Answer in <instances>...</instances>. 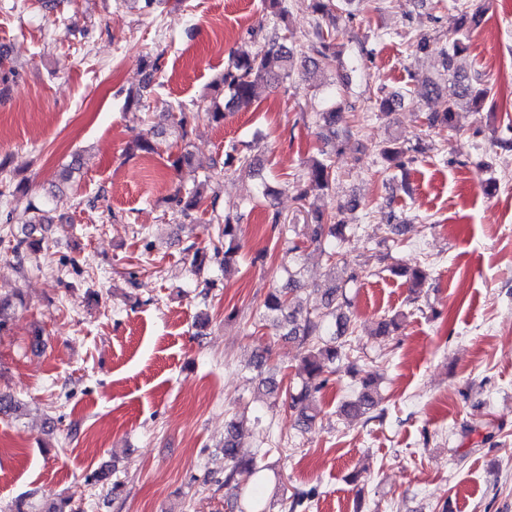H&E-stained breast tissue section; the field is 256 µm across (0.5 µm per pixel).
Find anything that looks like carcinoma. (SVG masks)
<instances>
[{"label": "carcinoma", "mask_w": 512, "mask_h": 512, "mask_svg": "<svg viewBox=\"0 0 512 512\" xmlns=\"http://www.w3.org/2000/svg\"><path fill=\"white\" fill-rule=\"evenodd\" d=\"M352 0H310L309 8L315 17L314 25L302 43L287 46L280 42L265 43L253 53L231 55L224 65V72L215 81L216 91L223 94V99L211 98L203 108L208 121L215 124L224 123L227 112L247 107L251 104L256 88L262 84L274 85L289 80L297 68L322 70L345 69L343 51L338 45L339 31L336 26V11L345 12L351 18L348 9ZM264 8L269 11L274 22L288 25L286 0H263ZM483 22V11L469 0H456L453 14L449 17L448 40L444 43L442 54L445 74L439 80L425 84L426 94L448 95V107L444 112H431L425 117V124L430 129L441 131L455 130L460 127L461 113L479 112L491 99L493 87L485 83L477 72H470L459 64V59L469 49V39ZM411 92L409 87L391 92L378 91L371 99L372 109L389 115L396 111L404 96ZM190 114L179 108L167 114V120L186 137V127ZM314 123L323 140L333 144L336 153L347 152L361 154L364 147L357 138L346 114L344 102H333L322 111L314 113ZM423 152L422 143L406 146L396 137H390L376 149L381 170L385 174L403 172L406 166ZM241 167L251 165L246 158L239 156L236 145L231 144L224 150V161L215 162L210 170L203 174L202 180L190 189L177 190L172 197V204L186 219H194L203 191L218 183L234 164ZM7 161H0V196L9 197L26 191L24 184H13L6 173ZM336 181V170L331 157L312 158L306 161L304 173L296 182L297 197L305 200L317 192L328 195ZM342 204L331 210L317 208L307 212L309 227L307 242L320 249L325 255L329 270L334 272L344 262L343 245L351 235L356 233L357 225L343 224L336 218V212ZM33 216L27 222L25 236L16 240L13 252L17 258V269L24 271V260L40 251L41 240L36 232L44 224L52 223L42 207L33 205ZM211 223L215 224L209 244L200 248L194 244L184 248L193 271L204 276V286H209V274L216 264L229 267L233 257L240 249L238 217L231 212L221 213L212 208ZM397 273L409 276V288L413 299H418L428 279V273L421 267L411 270L399 269ZM301 271L289 274L288 287L272 289L265 301L266 313L274 316L273 326L285 330V335L299 341L303 348L299 374L303 376L300 387L288 390V407L296 412L298 425L306 428L315 419L313 401L327 382V375L338 372L345 367L351 371L355 362L349 360L346 341L343 337L354 333L351 317L343 308L350 306V300L343 289L332 285L325 289L322 311L312 313L292 306V295L300 285ZM23 304V295L19 291L0 296V332L6 330L11 314L16 307ZM378 404V392L372 378L362 382V388L355 399L345 402L341 409L347 415L368 413ZM246 417L230 419L226 424L224 435V485L234 480L238 471L244 469L257 478H262V468L254 460H245L239 456L236 437ZM312 491L297 489L291 496L281 501L283 512H296L311 500Z\"/></svg>", "instance_id": "obj_1"}]
</instances>
